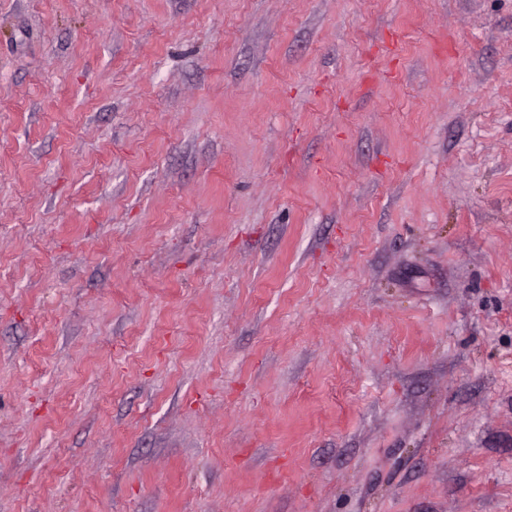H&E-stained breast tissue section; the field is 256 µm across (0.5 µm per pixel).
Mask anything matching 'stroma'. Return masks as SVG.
Returning <instances> with one entry per match:
<instances>
[{
    "mask_svg": "<svg viewBox=\"0 0 512 512\" xmlns=\"http://www.w3.org/2000/svg\"><path fill=\"white\" fill-rule=\"evenodd\" d=\"M0 512H512V0H0Z\"/></svg>",
    "mask_w": 512,
    "mask_h": 512,
    "instance_id": "obj_1",
    "label": "stroma"
}]
</instances>
